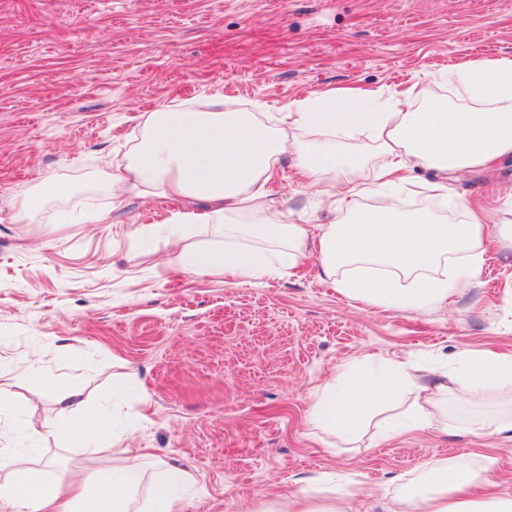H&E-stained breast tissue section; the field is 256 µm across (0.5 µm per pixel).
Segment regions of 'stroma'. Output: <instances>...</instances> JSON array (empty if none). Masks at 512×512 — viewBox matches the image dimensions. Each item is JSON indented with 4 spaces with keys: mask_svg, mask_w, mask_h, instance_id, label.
Instances as JSON below:
<instances>
[{
    "mask_svg": "<svg viewBox=\"0 0 512 512\" xmlns=\"http://www.w3.org/2000/svg\"><path fill=\"white\" fill-rule=\"evenodd\" d=\"M512 57V0H0V448L53 460L52 476L113 462L40 435L55 392L82 386L83 416L114 411L144 449L145 477L188 474L179 512H269L325 472L349 474L352 512H395L424 460L497 459L512 494V438L467 423L512 409V396L449 398L458 430L392 440L371 422L355 441L310 414L340 366L378 355L425 374L466 351L512 354V160L457 173L450 204L422 193L403 209L456 218L455 200L491 212L486 262L461 294L427 311L359 305L319 259L297 273L240 284L183 270L160 227L170 204L130 197L108 224H60L110 202L108 175L143 114L221 99L274 119L328 88L389 92L483 57ZM56 174L67 196L16 222L10 202ZM272 205L315 224L317 194L291 160ZM134 383L112 398V386Z\"/></svg>",
    "mask_w": 512,
    "mask_h": 512,
    "instance_id": "1",
    "label": "stroma"
}]
</instances>
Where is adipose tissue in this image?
<instances>
[{
  "mask_svg": "<svg viewBox=\"0 0 512 512\" xmlns=\"http://www.w3.org/2000/svg\"><path fill=\"white\" fill-rule=\"evenodd\" d=\"M438 80L463 95L465 105L442 96L418 109L411 90L382 102L332 89L296 100L272 127L257 112L176 104L148 113L139 141L111 176L109 206L85 211L82 221L111 223L130 196L166 198L178 205L165 219L171 236L205 225L224 240L220 249L188 250L194 273L259 281L315 254L323 275L351 300L380 309L443 306L481 271L483 220L464 201L457 218L445 219L402 212L396 198L415 169L436 172L426 188L444 198L450 172L512 158V58L467 60ZM295 130L339 142L364 136L374 152L294 142L289 134ZM288 154L317 185L326 222L309 226L273 211L267 184ZM373 157L380 164L370 176ZM362 198L378 204L359 208ZM487 390L512 393V356L462 353L445 382L424 381L401 361L368 357L338 373L314 419L352 440L382 409L394 407L398 414L382 425L381 436L425 428L444 433V395L471 398ZM99 452L122 460V467L108 477L85 469L50 479L26 456H1L9 475L0 481V512H140L141 450L113 438ZM423 469L426 482L408 483L399 495L400 512H512V495L498 493L492 478L493 459L476 467L430 459ZM346 497L343 485L327 477L294 498L293 512H347Z\"/></svg>",
  "mask_w": 512,
  "mask_h": 512,
  "instance_id": "1",
  "label": "adipose tissue"
}]
</instances>
